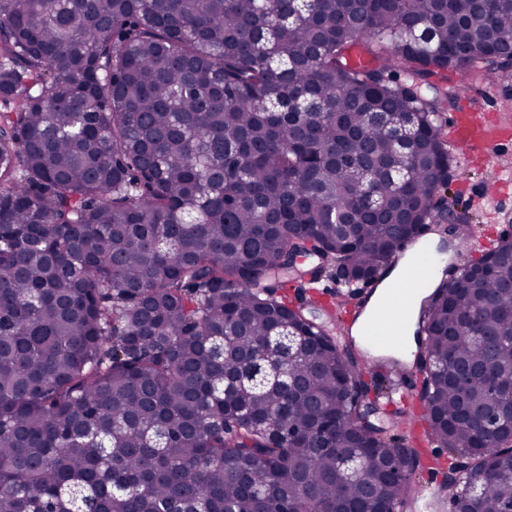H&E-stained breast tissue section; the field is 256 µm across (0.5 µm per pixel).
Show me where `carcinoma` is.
Instances as JSON below:
<instances>
[{
	"label": "carcinoma",
	"mask_w": 512,
	"mask_h": 512,
	"mask_svg": "<svg viewBox=\"0 0 512 512\" xmlns=\"http://www.w3.org/2000/svg\"><path fill=\"white\" fill-rule=\"evenodd\" d=\"M511 51L512 0H0V512L405 506L379 461L407 408L336 429L358 358L282 290L309 300L324 269L297 250L391 265L449 162L435 78L506 79ZM371 112L414 114L416 137ZM364 146L363 174L336 164ZM479 269L423 302L420 400L471 460L442 488L456 512H512V453L458 417L487 381L448 379L512 375V289ZM289 330L297 391L238 381Z\"/></svg>",
	"instance_id": "carcinoma-1"
}]
</instances>
